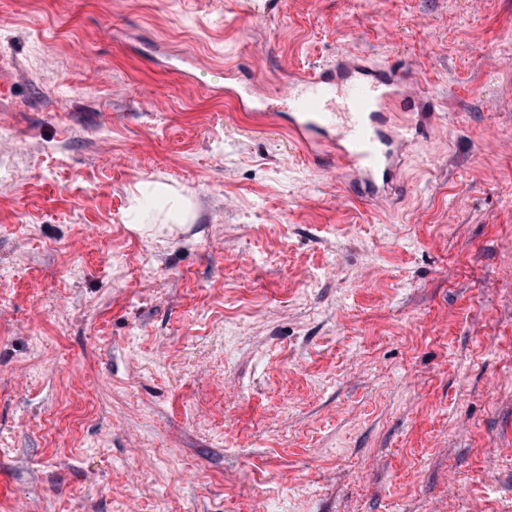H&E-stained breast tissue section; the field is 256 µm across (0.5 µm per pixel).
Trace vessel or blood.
Returning <instances> with one entry per match:
<instances>
[{"mask_svg":"<svg viewBox=\"0 0 512 512\" xmlns=\"http://www.w3.org/2000/svg\"><path fill=\"white\" fill-rule=\"evenodd\" d=\"M394 99L412 100L424 114L434 110L415 79L346 52L293 76L277 101L288 105V131L307 159L327 160L366 187L367 198L389 200L401 183L404 148L428 126L421 120L390 128L383 110Z\"/></svg>","mask_w":512,"mask_h":512,"instance_id":"vessel-or-blood-1","label":"vessel or blood"}]
</instances>
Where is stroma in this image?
<instances>
[{
  "instance_id": "obj_1",
  "label": "stroma",
  "mask_w": 512,
  "mask_h": 512,
  "mask_svg": "<svg viewBox=\"0 0 512 512\" xmlns=\"http://www.w3.org/2000/svg\"><path fill=\"white\" fill-rule=\"evenodd\" d=\"M343 51L389 202L215 80ZM0 512H512V0H0Z\"/></svg>"
}]
</instances>
